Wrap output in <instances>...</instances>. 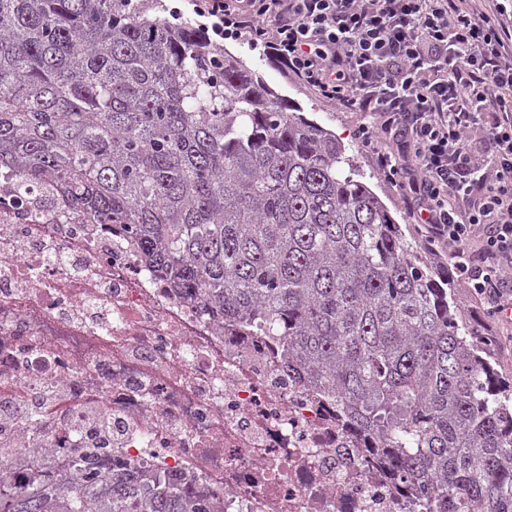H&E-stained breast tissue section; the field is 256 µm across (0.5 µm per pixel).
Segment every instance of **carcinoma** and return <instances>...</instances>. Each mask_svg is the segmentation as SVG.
<instances>
[{"label": "carcinoma", "mask_w": 512, "mask_h": 512, "mask_svg": "<svg viewBox=\"0 0 512 512\" xmlns=\"http://www.w3.org/2000/svg\"><path fill=\"white\" fill-rule=\"evenodd\" d=\"M152 0H0V170L136 244L279 358L425 512H512V383L448 267L329 130ZM0 512H224L132 465L0 474Z\"/></svg>", "instance_id": "carcinoma-1"}]
</instances>
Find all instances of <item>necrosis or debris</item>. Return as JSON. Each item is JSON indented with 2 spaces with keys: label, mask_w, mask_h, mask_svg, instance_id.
I'll return each instance as SVG.
<instances>
[{
  "label": "necrosis or debris",
  "mask_w": 512,
  "mask_h": 512,
  "mask_svg": "<svg viewBox=\"0 0 512 512\" xmlns=\"http://www.w3.org/2000/svg\"><path fill=\"white\" fill-rule=\"evenodd\" d=\"M0 171V467L113 461L191 478L224 512H412L334 404L288 379L267 336L175 295L131 240L66 219ZM57 388L58 404L41 398Z\"/></svg>",
  "instance_id": "4bbe7bcc"
}]
</instances>
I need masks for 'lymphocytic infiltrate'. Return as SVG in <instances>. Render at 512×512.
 <instances>
[{"label":"lymphocytic infiltrate","instance_id":"lymphocytic-infiltrate-1","mask_svg":"<svg viewBox=\"0 0 512 512\" xmlns=\"http://www.w3.org/2000/svg\"><path fill=\"white\" fill-rule=\"evenodd\" d=\"M337 109L431 250L512 326V11L503 0H191Z\"/></svg>","mask_w":512,"mask_h":512}]
</instances>
